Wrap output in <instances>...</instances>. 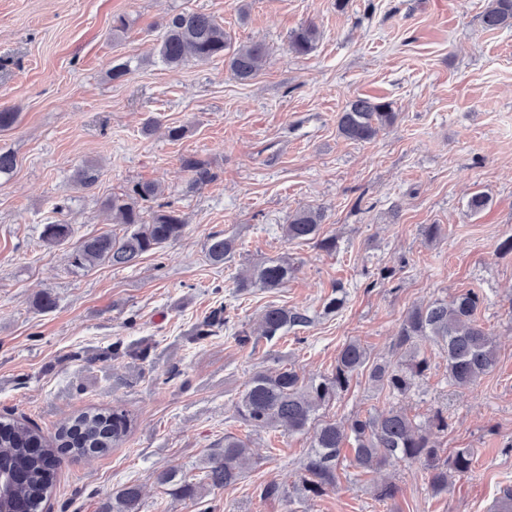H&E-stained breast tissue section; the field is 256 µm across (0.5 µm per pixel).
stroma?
Listing matches in <instances>:
<instances>
[{
  "label": "stroma",
  "instance_id": "1",
  "mask_svg": "<svg viewBox=\"0 0 512 512\" xmlns=\"http://www.w3.org/2000/svg\"><path fill=\"white\" fill-rule=\"evenodd\" d=\"M486 0H0V108L18 112L0 131V152L17 161L0 179V415L53 435L90 408L118 407L132 423L104 455L66 458L47 512H101L113 491L138 485L145 512H285L261 502L258 485L286 492L305 457L308 435L255 428L235 403L255 372L291 365L304 377L330 373L348 341L375 358L393 353L415 305L474 290L477 318L498 349L492 370L469 389L448 381L439 347L430 367L394 405L432 429L441 456L474 451V467L433 494L417 465L383 467L356 480L341 470L323 496L296 499L295 512H492L512 486V29L481 23ZM212 15L233 45L269 50L266 68L239 82L223 58L176 70L156 60L160 26L173 14ZM126 33L112 39L117 16ZM321 33L306 56L291 33ZM140 65L114 81V61ZM391 102L399 117L369 142L338 131L355 97ZM157 126L151 134L147 119ZM183 128L180 139L170 128ZM205 162L214 181L188 190L181 159ZM99 169L93 189L73 175ZM138 182L161 185L186 221L180 239L134 266L83 274L68 250L47 245L44 224L63 220L73 240L110 229L102 202ZM490 198L477 214L475 192ZM324 213L326 251L288 240L284 226L301 207ZM442 232L428 238V225ZM234 237L236 252L210 265L212 234ZM270 259L295 269L283 288L238 292L236 277ZM344 308L324 314L335 285ZM54 304L39 309L38 300ZM271 303L307 310L300 333L239 346ZM230 322L213 336L194 330L214 309ZM366 376L353 379L320 416L341 423L383 408ZM448 422L434 431L436 415ZM232 434L250 441L244 480L190 504L159 485L176 468L201 481V461ZM390 483L393 499L372 487Z\"/></svg>",
  "mask_w": 512,
  "mask_h": 512
}]
</instances>
